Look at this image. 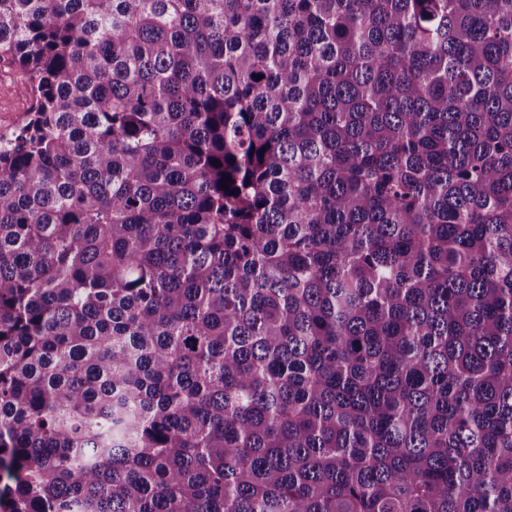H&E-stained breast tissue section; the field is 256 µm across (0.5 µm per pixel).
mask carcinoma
<instances>
[{
  "label": "carcinoma",
  "instance_id": "obj_1",
  "mask_svg": "<svg viewBox=\"0 0 512 512\" xmlns=\"http://www.w3.org/2000/svg\"><path fill=\"white\" fill-rule=\"evenodd\" d=\"M5 57L0 512H512V0H0ZM22 71L10 60L0 62V132H11L27 115L32 99L22 91Z\"/></svg>",
  "mask_w": 512,
  "mask_h": 512
}]
</instances>
